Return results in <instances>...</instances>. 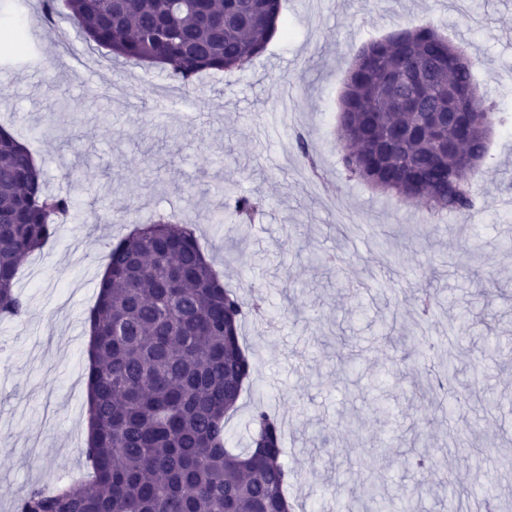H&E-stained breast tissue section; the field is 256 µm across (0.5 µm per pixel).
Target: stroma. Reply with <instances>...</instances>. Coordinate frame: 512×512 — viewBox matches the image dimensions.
<instances>
[{"label":"stroma","mask_w":512,"mask_h":512,"mask_svg":"<svg viewBox=\"0 0 512 512\" xmlns=\"http://www.w3.org/2000/svg\"><path fill=\"white\" fill-rule=\"evenodd\" d=\"M424 18L481 59L475 81L494 112L485 173L472 182L477 206L465 221L348 179L341 163L338 109L357 51L395 24ZM280 23L287 36L248 70L202 77L188 92L162 68L90 46L66 17L48 26L41 0L0 6V124L27 140L48 190L77 202L58 237L22 263L17 287L27 316L0 321V512H14L33 488L54 489L85 472L88 341L75 330L88 326L112 243L159 211L195 225L225 284L252 283L281 311L243 326L254 380L226 433L244 448L253 407L277 414L289 496L303 497L308 512H336L352 481L383 461L389 492H409L418 476L404 457L450 450L447 418L432 415L420 396L433 363L416 340L440 343L450 322L466 318L475 340L495 337L501 352L474 351L461 381L473 397L491 394L500 404L470 412L467 443L453 449L454 477L475 493L495 487L512 512V469L500 446L512 435V0H283ZM14 31L22 41L11 40ZM50 116L52 134L39 135ZM299 133L318 174L294 148ZM228 188L266 199L253 224L211 223ZM123 203L129 211H120ZM384 232L403 247L395 297L376 284L387 272L375 244ZM230 236L238 245L229 263ZM472 245L481 251L471 260ZM314 250L351 259L329 271L308 262ZM429 258L431 279L423 274ZM290 280L304 287L302 301L293 300ZM425 287L443 300L426 322L415 308ZM392 312L407 338L397 348L379 332ZM377 386L393 396L381 421L366 410ZM354 414L361 425H349ZM314 455L326 469L309 483Z\"/></svg>","instance_id":"35a3bbf8"}]
</instances>
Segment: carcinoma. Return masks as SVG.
I'll list each match as a JSON object with an SVG mask.
<instances>
[{"label": "carcinoma", "mask_w": 512, "mask_h": 512, "mask_svg": "<svg viewBox=\"0 0 512 512\" xmlns=\"http://www.w3.org/2000/svg\"><path fill=\"white\" fill-rule=\"evenodd\" d=\"M68 18L83 39L127 62L160 60L168 76L190 88L202 73L245 68L277 31L282 0H65ZM431 22L400 27L363 46L348 73L338 117L342 165L349 177L428 211L467 219L473 208L468 180L483 174L485 126L493 112L475 100L474 70ZM425 70L429 92L422 106L448 109V92L462 97L470 143L481 144L474 170L464 177L462 159L438 147L425 113L405 100L415 89L395 79ZM264 205L258 196L224 191L214 224L251 221ZM74 201L44 189L43 172L27 146L0 127V316L21 319L27 302L17 292L23 258L53 241ZM107 274L89 315L87 371L91 434L86 454L94 478L77 479L50 493L34 488L15 512H293L286 496L288 470L280 461L283 427L257 407L249 419L248 447L226 446L225 417L236 409L253 365L240 325L259 305L248 306L224 287L189 225L172 213L112 244ZM467 327L450 328L448 344L421 343L438 359L434 384L422 397L448 411V438L458 440L459 365ZM411 470L446 467V460L416 453ZM436 495L421 480L398 502L375 478L359 484L336 512H424Z\"/></svg>", "instance_id": "1"}]
</instances>
